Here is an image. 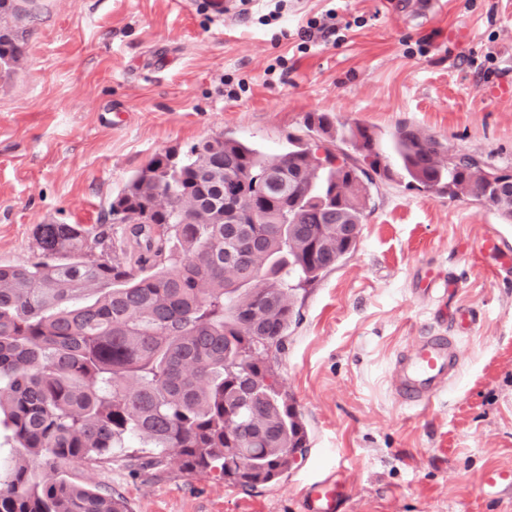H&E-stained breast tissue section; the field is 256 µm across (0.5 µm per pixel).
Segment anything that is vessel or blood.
Instances as JSON below:
<instances>
[{
	"label": "vessel or blood",
	"instance_id": "b4317fda",
	"mask_svg": "<svg viewBox=\"0 0 512 512\" xmlns=\"http://www.w3.org/2000/svg\"><path fill=\"white\" fill-rule=\"evenodd\" d=\"M456 360L452 337H418L396 360L395 390L399 401L408 406L429 403ZM344 500L345 485L332 475L308 484L304 495L306 512H340Z\"/></svg>",
	"mask_w": 512,
	"mask_h": 512
}]
</instances>
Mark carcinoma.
Wrapping results in <instances>:
<instances>
[{"instance_id": "cac0c4a2", "label": "carcinoma", "mask_w": 512, "mask_h": 512, "mask_svg": "<svg viewBox=\"0 0 512 512\" xmlns=\"http://www.w3.org/2000/svg\"><path fill=\"white\" fill-rule=\"evenodd\" d=\"M22 54L0 35V72ZM307 128L322 139L273 155L226 135L159 153L112 200L119 228L38 224L35 260L0 264V424L19 448L0 462V512H129L65 473L133 444L142 468L277 481L308 431L268 352L288 336L295 291L356 250L374 176L396 168L512 219L474 152L408 125L385 141L326 113Z\"/></svg>"}]
</instances>
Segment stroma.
Returning <instances> with one entry per match:
<instances>
[{
	"instance_id": "obj_1",
	"label": "stroma",
	"mask_w": 512,
	"mask_h": 512,
	"mask_svg": "<svg viewBox=\"0 0 512 512\" xmlns=\"http://www.w3.org/2000/svg\"><path fill=\"white\" fill-rule=\"evenodd\" d=\"M24 54L0 76V264L32 259L38 224L111 223L154 155L218 135L273 154L328 113L389 136L400 123L512 170V0H265L216 19L207 0H16ZM335 14L332 42H300ZM287 29L288 40L273 33ZM494 238L496 251L484 250ZM452 280L453 292L422 289ZM474 310L459 330L455 307ZM269 358L296 402L307 454L277 482L96 471L131 512H305L338 474L343 512H512V221L488 205L376 179L355 252L297 291ZM456 337L458 364L426 406L395 396L394 362L419 336Z\"/></svg>"
}]
</instances>
